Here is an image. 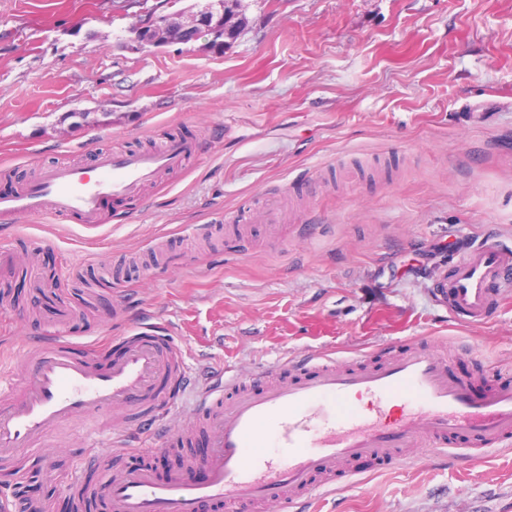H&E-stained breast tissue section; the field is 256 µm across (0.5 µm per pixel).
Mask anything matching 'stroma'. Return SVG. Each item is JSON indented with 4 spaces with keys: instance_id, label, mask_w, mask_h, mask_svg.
Instances as JSON below:
<instances>
[{
    "instance_id": "1",
    "label": "stroma",
    "mask_w": 512,
    "mask_h": 512,
    "mask_svg": "<svg viewBox=\"0 0 512 512\" xmlns=\"http://www.w3.org/2000/svg\"><path fill=\"white\" fill-rule=\"evenodd\" d=\"M160 0H0V192L48 164L187 138L182 167L87 228L0 218L16 274L0 308V376L27 341L104 343L161 326L197 389L309 356L379 361L426 337L453 372L512 382V301L454 320L428 287L463 240L512 245V0H242L244 30L135 48ZM64 278L53 326L36 282ZM127 452H112L113 427ZM130 412L76 419L0 469V496L62 512L67 481L132 464ZM109 450L104 467L91 450ZM353 463L309 512H512V447L412 449Z\"/></svg>"
}]
</instances>
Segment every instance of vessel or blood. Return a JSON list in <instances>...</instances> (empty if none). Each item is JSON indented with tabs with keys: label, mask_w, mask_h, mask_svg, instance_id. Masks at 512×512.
Wrapping results in <instances>:
<instances>
[{
	"label": "vessel or blood",
	"mask_w": 512,
	"mask_h": 512,
	"mask_svg": "<svg viewBox=\"0 0 512 512\" xmlns=\"http://www.w3.org/2000/svg\"><path fill=\"white\" fill-rule=\"evenodd\" d=\"M193 146L175 137L157 150L100 155L95 172L47 166L0 194V217L50 211L98 223L106 202L132 199L162 171L181 167ZM432 282L433 301L456 320L485 321L512 285V248L486 239L467 243ZM177 349L159 328L144 327L115 344L79 345L65 336L34 341L30 371L0 384V465L38 447L52 432L83 419L96 429L105 413L140 409L150 416L181 400L164 386L184 381ZM197 411L205 438L202 460L159 479L151 468L113 473L100 488L71 482L72 495L103 497L109 512H245L297 502L314 484L332 483L339 464L356 458L403 459L409 448L463 445L474 452L512 445V386L475 388L455 376L449 356L421 339L382 362L317 357L250 379L230 376L202 390Z\"/></svg>",
	"instance_id": "1"
}]
</instances>
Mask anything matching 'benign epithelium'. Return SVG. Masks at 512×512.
Instances as JSON below:
<instances>
[{"label":"benign epithelium","mask_w":512,"mask_h":512,"mask_svg":"<svg viewBox=\"0 0 512 512\" xmlns=\"http://www.w3.org/2000/svg\"><path fill=\"white\" fill-rule=\"evenodd\" d=\"M224 32V42L237 38L239 29L236 21L224 20V25L213 16L200 11H180L160 20H143L133 28V42L140 48L159 47L170 43H188L196 40L202 33L217 35Z\"/></svg>","instance_id":"benign-epithelium-1"}]
</instances>
